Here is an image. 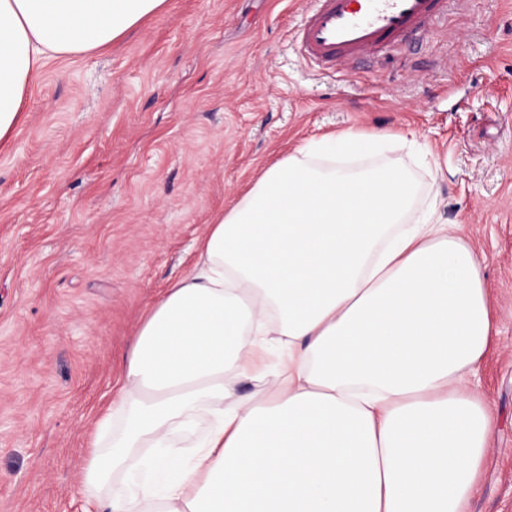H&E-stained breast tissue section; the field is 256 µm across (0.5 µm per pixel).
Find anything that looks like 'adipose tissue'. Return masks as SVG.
<instances>
[{
  "label": "adipose tissue",
  "instance_id": "adipose-tissue-1",
  "mask_svg": "<svg viewBox=\"0 0 512 512\" xmlns=\"http://www.w3.org/2000/svg\"><path fill=\"white\" fill-rule=\"evenodd\" d=\"M165 3L0 0V142L49 55ZM382 141L309 142L215 216L136 335L82 512H466L492 429L467 380L494 334L482 259Z\"/></svg>",
  "mask_w": 512,
  "mask_h": 512
}]
</instances>
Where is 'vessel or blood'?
Listing matches in <instances>:
<instances>
[{
    "label": "vessel or blood",
    "mask_w": 512,
    "mask_h": 512,
    "mask_svg": "<svg viewBox=\"0 0 512 512\" xmlns=\"http://www.w3.org/2000/svg\"><path fill=\"white\" fill-rule=\"evenodd\" d=\"M452 0H310L293 30L296 49L323 72L351 69L413 33L429 34Z\"/></svg>",
    "instance_id": "1"
}]
</instances>
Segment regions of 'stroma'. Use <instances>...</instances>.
I'll return each mask as SVG.
<instances>
[{
	"instance_id": "obj_1",
	"label": "stroma",
	"mask_w": 512,
	"mask_h": 512,
	"mask_svg": "<svg viewBox=\"0 0 512 512\" xmlns=\"http://www.w3.org/2000/svg\"><path fill=\"white\" fill-rule=\"evenodd\" d=\"M307 5L167 0L30 85L0 143V512H80L144 311L266 165L351 129L387 134L485 258L495 333L471 385L494 424L468 512H512V0H466L346 74L298 55Z\"/></svg>"
}]
</instances>
